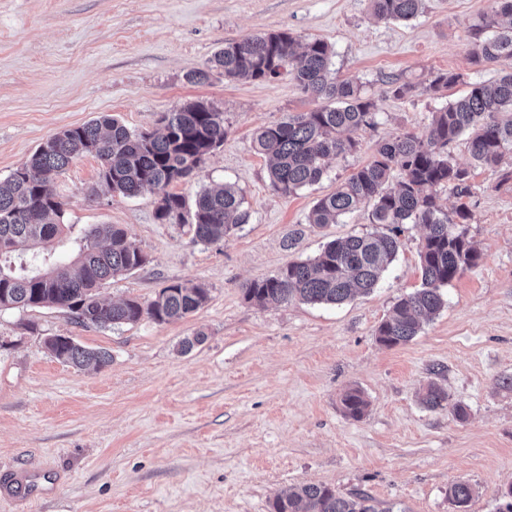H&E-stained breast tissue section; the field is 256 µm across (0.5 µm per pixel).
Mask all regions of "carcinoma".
Masks as SVG:
<instances>
[{
  "instance_id": "obj_1",
  "label": "carcinoma",
  "mask_w": 512,
  "mask_h": 512,
  "mask_svg": "<svg viewBox=\"0 0 512 512\" xmlns=\"http://www.w3.org/2000/svg\"><path fill=\"white\" fill-rule=\"evenodd\" d=\"M373 13L385 20L411 21L422 12L424 0H369ZM497 7L473 25V59L495 63L512 59V0H496ZM489 30L495 31L490 37ZM330 46L310 40L298 47L288 32H271L242 41L226 42L210 65L187 74L201 84L220 70L230 79L272 81L286 72L310 97L323 101L315 109L290 115L262 128L256 149L269 160L272 189L292 196L319 183L338 159L357 151L350 133L375 126L374 102L361 86L339 80L330 70ZM460 75L438 73L430 88L438 92ZM512 71L490 84L474 83L466 94L432 113L424 137L398 133L384 140L376 154L343 181L334 192L318 199L308 214L316 226L337 224L342 217L370 208V223L383 231L351 235L328 242L314 258L290 262L277 274L254 280L245 299L259 305L300 300L340 305L356 294L373 290L395 260L406 224L427 229L420 251L421 287L400 298L380 323L379 343L393 347L412 340L423 324L444 308L443 288L476 266L481 252L467 235L471 210L459 204L443 209L440 192L450 190L462 199L470 193L471 171L453 161L448 147L469 133L468 150L476 167L495 168L512 156ZM163 132H136L109 115L61 130L41 144L29 160L0 178V309L54 306L68 309L76 323L114 328L135 324L148 315L158 324L181 319L201 308L207 289L190 282L162 288L147 305L136 298L118 303L98 299L104 281L144 267L147 256L115 225H95L80 239L76 259L46 271H33L11 260L21 246L46 245L62 231L64 203L52 190L55 178L78 157L93 153L101 161L99 189L103 193L135 196L144 189L159 193L156 218L163 224H187L195 243L209 245L248 222L243 201L230 185L205 187L193 206L166 188L200 171L206 158L224 144V113L202 102L175 107L161 118ZM398 176L396 188L387 184ZM54 357L79 369L101 368L112 360L106 350L88 349L72 338L49 339ZM448 400L445 390L429 383L422 404L435 409ZM346 416L360 418L367 401L358 389L342 398ZM476 494L469 483L448 486V500L466 508ZM274 512H375L369 497L346 498L332 488L305 484L273 503Z\"/></svg>"
}]
</instances>
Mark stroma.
Here are the masks:
<instances>
[{"label":"stroma","mask_w":512,"mask_h":512,"mask_svg":"<svg viewBox=\"0 0 512 512\" xmlns=\"http://www.w3.org/2000/svg\"><path fill=\"white\" fill-rule=\"evenodd\" d=\"M494 7L425 0L406 24L376 19L369 0H0V178L60 130L111 115L154 131L162 113L202 101L223 112L224 144L168 190L191 202L228 183L249 213L223 242L196 244L188 226L157 220L155 192L100 193L94 155L54 180L64 230L52 250L20 251L30 269L70 262L85 229L115 224L149 262L99 288L100 299L146 304L174 282L202 284L209 299L180 320L111 329L77 325L61 308L0 310V512H273L278 495L312 483L365 494L376 512H456L448 487L459 481L477 490L467 512H496L512 486V390L502 386L512 377V180L502 168H475L470 180L480 263L407 343L383 346L375 332L421 285L419 224L406 225L377 287L342 305L261 307L243 294L328 241L373 231L365 209L325 227L307 217L385 139L425 135L437 108L512 70L507 59L472 60V26ZM271 31L327 42L333 76L361 84L376 110L375 127L353 134L357 152L290 197L272 190L254 138L316 101L286 74L186 79L225 42ZM440 72L461 80L432 91ZM402 84L408 93L394 97ZM51 336L112 360L77 369L51 354ZM431 381L448 393L434 410L419 401ZM350 388L369 403L358 419L343 412Z\"/></svg>","instance_id":"35a3bbf8"}]
</instances>
